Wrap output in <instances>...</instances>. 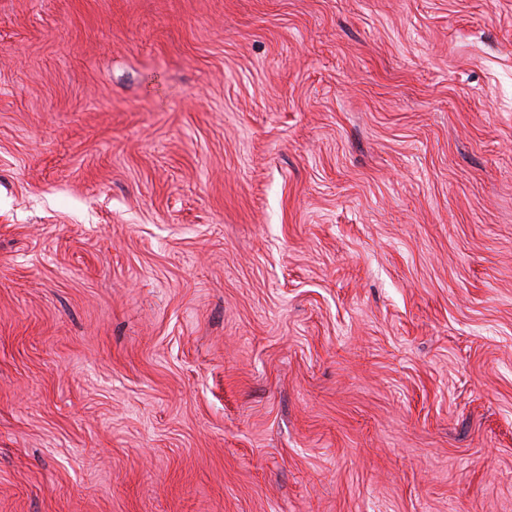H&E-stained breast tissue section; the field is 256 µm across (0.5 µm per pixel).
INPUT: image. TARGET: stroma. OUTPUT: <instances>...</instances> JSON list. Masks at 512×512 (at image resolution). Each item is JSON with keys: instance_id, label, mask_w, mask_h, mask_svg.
I'll use <instances>...</instances> for the list:
<instances>
[{"instance_id": "1", "label": "stroma", "mask_w": 512, "mask_h": 512, "mask_svg": "<svg viewBox=\"0 0 512 512\" xmlns=\"http://www.w3.org/2000/svg\"><path fill=\"white\" fill-rule=\"evenodd\" d=\"M0 512H512V0H0Z\"/></svg>"}]
</instances>
